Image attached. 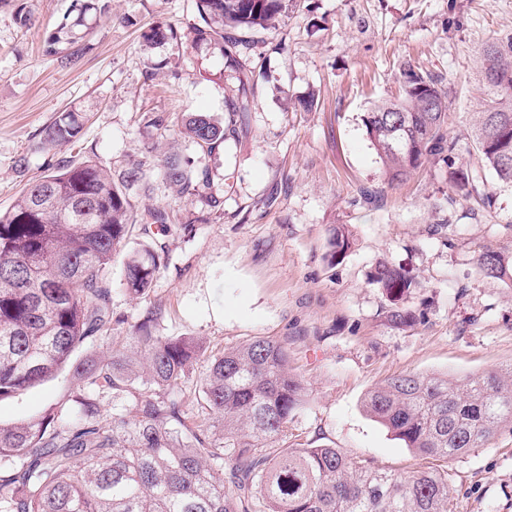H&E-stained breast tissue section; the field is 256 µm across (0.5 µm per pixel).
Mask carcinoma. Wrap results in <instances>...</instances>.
Segmentation results:
<instances>
[{
	"mask_svg": "<svg viewBox=\"0 0 512 512\" xmlns=\"http://www.w3.org/2000/svg\"><path fill=\"white\" fill-rule=\"evenodd\" d=\"M197 2L192 43L230 54L239 41L224 28H273L293 0ZM75 11L45 40V53L65 65L79 61L81 28L89 17H108L109 0H76ZM477 64L499 83L482 81L488 107L465 149L450 132L449 91L429 76L405 69L399 98L373 104L364 123L388 182L438 160L453 193L485 205L494 197L487 174L512 184V34L485 43ZM250 108L244 90L227 104L224 122L195 113L181 133L212 154L242 131ZM84 125L83 113H60L41 131L40 148L78 143ZM163 169L181 193L219 206L208 171L193 177L176 156ZM139 179L134 168L117 184L90 159L62 160L0 212V400L65 369L74 382L42 415L0 425V512H453L444 463L512 426V366L463 380L395 376L370 390L365 411L413 454L434 460L402 475L340 448L288 444L306 388L283 342L257 337L211 354L194 336L157 334L158 304L112 342L111 354L74 361L114 330L112 262L133 229L149 243L124 258L127 289L146 291L163 262L158 236L172 231L167 212L150 209L140 224L129 223L127 190ZM329 247L331 263L351 247L344 226L332 229ZM476 265L484 278L512 286V247H481ZM371 283L386 297L391 322L417 321L408 306L419 287L414 274L380 261ZM189 384L212 424L183 409Z\"/></svg>",
	"mask_w": 512,
	"mask_h": 512,
	"instance_id": "1",
	"label": "carcinoma"
}]
</instances>
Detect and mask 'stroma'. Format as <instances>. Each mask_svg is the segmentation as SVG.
Returning a JSON list of instances; mask_svg holds the SVG:
<instances>
[{
    "instance_id": "1",
    "label": "stroma",
    "mask_w": 512,
    "mask_h": 512,
    "mask_svg": "<svg viewBox=\"0 0 512 512\" xmlns=\"http://www.w3.org/2000/svg\"><path fill=\"white\" fill-rule=\"evenodd\" d=\"M72 9L73 0H0V211L62 159L91 158L116 181L140 168L134 216L159 208L178 229L145 294L127 290L115 261L114 316L132 325L163 305L161 335L196 336L215 352L257 336L285 342L307 388L289 443L330 445L395 473L419 467L364 397L400 373L462 379L512 365V289L474 260L478 246L512 245V186L492 183L489 207L454 197L440 162L388 184L364 118L396 96L410 66L449 88L451 132L465 131L487 107L475 56L512 34V0H294L276 29L239 31L252 107L244 131L212 155L178 129L197 112L223 119L237 81L217 46H193L196 0H111L109 18L89 21L80 61L63 66L43 45ZM161 24L176 39L151 41ZM310 94L313 111L296 110ZM68 111L87 119L79 143L40 150L42 129ZM151 115L164 124L147 125ZM171 154L209 170L223 218L165 181ZM338 225L354 244L332 265ZM381 260L413 270L410 305L422 321L391 322L369 281ZM71 386L64 371L1 400L0 424L41 413ZM448 482L455 512H512V428L449 461Z\"/></svg>"
}]
</instances>
